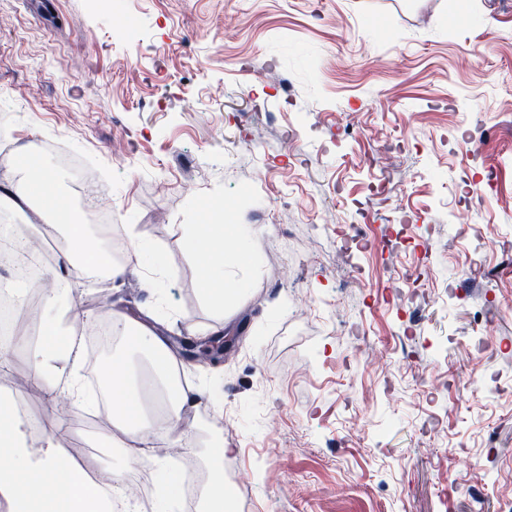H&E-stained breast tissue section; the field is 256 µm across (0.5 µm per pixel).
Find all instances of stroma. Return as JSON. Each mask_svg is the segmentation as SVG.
Masks as SVG:
<instances>
[{"label":"stroma","instance_id":"1","mask_svg":"<svg viewBox=\"0 0 512 512\" xmlns=\"http://www.w3.org/2000/svg\"><path fill=\"white\" fill-rule=\"evenodd\" d=\"M8 149L58 145L112 198L116 251H146L98 293L165 335L234 339L190 377L221 409L188 448L127 462L30 394L10 352L0 398L28 397L68 455L102 474H201L216 433L248 512H504L512 503V0H0ZM245 224L235 302L199 292L184 245ZM163 268L148 287L149 266ZM138 291L129 294L128 283Z\"/></svg>","mask_w":512,"mask_h":512}]
</instances>
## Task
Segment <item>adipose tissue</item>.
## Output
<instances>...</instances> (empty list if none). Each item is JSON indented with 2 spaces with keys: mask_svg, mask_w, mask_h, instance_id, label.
<instances>
[{
  "mask_svg": "<svg viewBox=\"0 0 512 512\" xmlns=\"http://www.w3.org/2000/svg\"><path fill=\"white\" fill-rule=\"evenodd\" d=\"M57 177L47 166L28 169L21 177L0 179V206L22 209L31 201L53 196V214L64 212L56 199ZM64 238L58 248L54 267L50 270V286L43 289L45 320L41 326L43 341L31 346L24 327H17L4 348L33 347L29 386L45 394L49 406L68 401L72 408L88 411L96 401L87 393L79 366L86 359L82 344L66 337L64 345H56L60 332V313L56 302L75 284L77 266L97 268L100 257L89 244L90 228L85 224H66ZM248 234L246 227L207 225L204 232L191 233L187 248L201 260V293L216 309L230 303L234 290L224 280V255L217 243L229 242L233 252H240ZM115 324L126 336L123 347L112 355L107 389L112 398V423L124 436L127 458H136L143 444L177 448L183 446L188 433L182 427L189 409L195 407L204 388L193 383H180L184 368L177 353L162 341L158 331L123 312L112 314ZM143 354L153 365V378L161 394L159 413L154 421L145 419L144 389L137 383L130 363L133 353ZM6 403H0V512H114L112 503L123 496L122 484L88 481L83 470L70 462L59 448L52 431H44L39 453H29L21 444L22 429L18 421L4 419ZM230 448L223 437L208 445L205 460L212 480L203 489L202 512H230L234 490L224 481V459Z\"/></svg>",
  "mask_w": 512,
  "mask_h": 512,
  "instance_id": "adipose-tissue-1",
  "label": "adipose tissue"
}]
</instances>
